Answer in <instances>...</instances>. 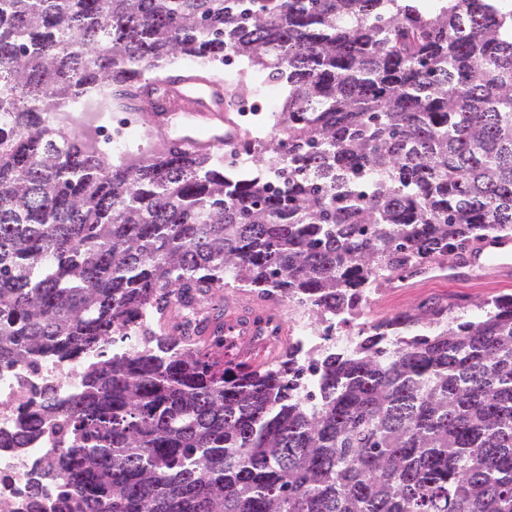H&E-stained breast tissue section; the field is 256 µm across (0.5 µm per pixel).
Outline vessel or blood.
Masks as SVG:
<instances>
[{
    "label": "vessel or blood",
    "mask_w": 512,
    "mask_h": 512,
    "mask_svg": "<svg viewBox=\"0 0 512 512\" xmlns=\"http://www.w3.org/2000/svg\"><path fill=\"white\" fill-rule=\"evenodd\" d=\"M170 124L172 145L180 149L215 151L236 144L239 130L233 120L217 124L223 109L221 95L215 88H206L200 78L173 73L167 89L158 99ZM492 275L503 283L512 282V236L490 233L484 236L464 258L450 262L437 258L430 263L410 269L401 286L411 287L421 280L453 282L478 281ZM224 333L228 336H264L268 333L263 309L244 306L227 309L224 313Z\"/></svg>",
    "instance_id": "obj_1"
}]
</instances>
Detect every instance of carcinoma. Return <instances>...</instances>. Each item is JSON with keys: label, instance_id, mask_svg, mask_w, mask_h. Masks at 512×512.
<instances>
[{"label": "carcinoma", "instance_id": "obj_1", "mask_svg": "<svg viewBox=\"0 0 512 512\" xmlns=\"http://www.w3.org/2000/svg\"><path fill=\"white\" fill-rule=\"evenodd\" d=\"M182 58L242 61L233 98L288 85L285 137L125 165L55 124L84 97L134 109ZM488 231L512 233V0H0V370L96 355L0 434L58 444L29 512L49 487L56 512H512L510 293L308 362L163 327L106 354L172 293L353 314Z\"/></svg>", "mask_w": 512, "mask_h": 512}]
</instances>
